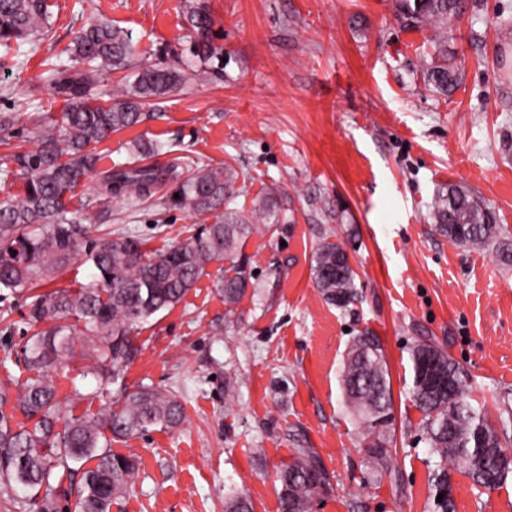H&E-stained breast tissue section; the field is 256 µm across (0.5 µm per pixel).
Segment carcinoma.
I'll use <instances>...</instances> for the list:
<instances>
[{
  "instance_id": "obj_1",
  "label": "carcinoma",
  "mask_w": 512,
  "mask_h": 512,
  "mask_svg": "<svg viewBox=\"0 0 512 512\" xmlns=\"http://www.w3.org/2000/svg\"><path fill=\"white\" fill-rule=\"evenodd\" d=\"M399 15L435 31V54L425 66L424 83L446 95L458 81L448 62V47L437 34L467 10L466 0H397ZM184 13L197 55L216 56L211 40L209 11L184 0ZM46 0H0V47L41 40L48 33ZM68 63L47 70L53 88L71 105L62 121L40 115L35 123L34 148L13 156L24 193L0 198V298L44 285L69 265L88 233L91 212L68 209L66 194L74 192L92 173L99 175L102 195L144 204L164 187L169 201L194 214H216L190 240L151 251L132 232L108 235L84 248V262L95 270V285L28 297L27 323L48 328L27 337L23 348L25 379L0 382V512H111L138 470L136 461L112 452V442L160 426L174 429L185 421L178 396L150 386L131 389L124 383L125 363L132 353L131 331L163 310L177 306L206 274L212 261L229 267L219 291L231 313L247 295L258 293L240 243L254 229L286 221L282 191L271 187L255 198L250 211L231 206L244 192L240 173L232 166L195 163L189 174L175 160L144 163L161 154L149 139L133 145L134 159L97 171L99 143L112 133L134 127L145 119L148 101L178 89L184 71L156 63L138 67L125 94L109 106L92 103L87 89L108 72L135 64V47L123 30L103 21L81 29L65 49ZM179 197H174V194ZM435 231L449 241L478 248L494 246L504 266H512V243L502 238L493 210L467 190L450 185L438 192L432 206ZM347 252L335 242L321 243L313 256V281L328 304L346 309L359 299L356 272L346 264ZM75 322H69V319ZM91 343L87 373L100 378L99 396L107 398L96 414L63 417L52 373L75 356L74 336ZM409 394L422 414V428L431 454L435 512L452 507V475L467 477L482 494L503 487L512 477V447L507 442L512 411L497 429L488 424L481 408L472 405L467 374L441 346L415 342L409 349ZM348 408L360 427L370 473L378 478L391 471L388 449L393 425V397L389 370L381 343L365 329L353 338L339 374ZM116 389H110V386ZM94 465L83 470L69 491L60 479L72 474L73 464ZM281 512H310L319 491L331 481L318 455L297 448L277 472ZM226 512H253L249 496L227 498Z\"/></svg>"
}]
</instances>
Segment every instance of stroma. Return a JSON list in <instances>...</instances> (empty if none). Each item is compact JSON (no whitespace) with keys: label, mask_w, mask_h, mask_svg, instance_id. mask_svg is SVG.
<instances>
[{"label":"stroma","mask_w":512,"mask_h":512,"mask_svg":"<svg viewBox=\"0 0 512 512\" xmlns=\"http://www.w3.org/2000/svg\"><path fill=\"white\" fill-rule=\"evenodd\" d=\"M213 41L230 62L190 51L183 0H47L52 32L0 49V169L28 149L35 115L61 116L67 97L45 79L48 62L88 21L127 30L144 60L185 68L182 87L151 116L97 147L101 168L127 162L146 136L174 155L229 164L245 178L236 208L284 189L288 221L257 228L241 253L259 294L227 314L216 290L224 261L175 308L133 333L128 386L178 395L186 421L112 445L139 462L112 512H224L229 492L254 512H280L276 471L311 448L331 478L310 512H434L433 459L421 413L407 395L408 349L430 336L470 378L474 404L498 420L512 405V267L491 249L449 242L433 227L438 191L456 185L488 205L512 239V0H468L443 38L459 72L448 95L425 87L434 49L428 26L400 18L395 0H204ZM70 209L98 212L89 236L129 230L147 249L184 242L214 223L160 204L102 199L97 179ZM325 240L342 243L359 300L340 310L312 280ZM23 298L0 304V380L15 373L32 335ZM379 337L394 399L391 474L373 479L339 384L354 336ZM82 358L55 377L64 414L97 413L100 382ZM82 399H73V391ZM453 512H512V480L478 494L453 476Z\"/></svg>","instance_id":"1"}]
</instances>
